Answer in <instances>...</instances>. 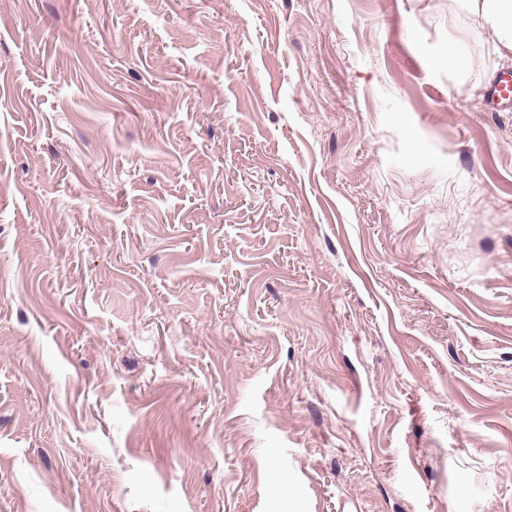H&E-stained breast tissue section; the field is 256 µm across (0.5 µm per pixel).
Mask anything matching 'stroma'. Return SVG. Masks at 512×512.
<instances>
[{"label":"stroma","mask_w":512,"mask_h":512,"mask_svg":"<svg viewBox=\"0 0 512 512\" xmlns=\"http://www.w3.org/2000/svg\"><path fill=\"white\" fill-rule=\"evenodd\" d=\"M507 70L462 0H0V512H512Z\"/></svg>","instance_id":"obj_1"}]
</instances>
